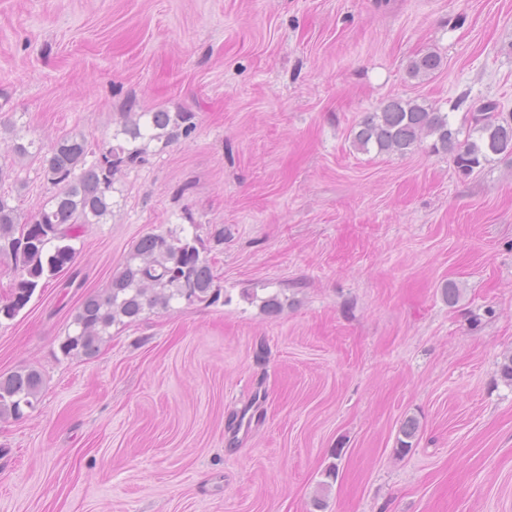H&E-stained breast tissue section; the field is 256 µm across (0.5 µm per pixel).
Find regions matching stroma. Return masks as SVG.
<instances>
[{
  "label": "stroma",
  "mask_w": 512,
  "mask_h": 512,
  "mask_svg": "<svg viewBox=\"0 0 512 512\" xmlns=\"http://www.w3.org/2000/svg\"><path fill=\"white\" fill-rule=\"evenodd\" d=\"M429 50L441 69L410 77ZM462 94L512 113V0H0V154L16 130L49 145L111 138L124 112L197 115L0 322V374L44 377L0 419V512H512V157L463 178L425 146L352 142L393 98L462 124ZM0 188L28 215L48 196L34 157ZM188 222L220 301L64 357L82 297ZM247 289L288 303L267 314Z\"/></svg>",
  "instance_id": "35a3bbf8"
}]
</instances>
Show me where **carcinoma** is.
I'll list each match as a JSON object with an SVG mask.
<instances>
[{
    "mask_svg": "<svg viewBox=\"0 0 512 512\" xmlns=\"http://www.w3.org/2000/svg\"><path fill=\"white\" fill-rule=\"evenodd\" d=\"M441 67L434 51L416 55L408 65L411 77H428ZM469 129L454 126L450 113L425 102L392 99L367 113L353 132L361 151L405 156L424 141L430 151L452 160L468 176L493 155L512 156V121L500 117L498 104L469 106ZM197 127L194 112L144 110L125 112L110 140L94 141L84 132L62 136L49 146L14 135L0 158V184L11 177L15 160L36 157L50 195L30 217L22 216L12 197L0 193V255L11 258L14 271L8 298L0 304V320H11L29 303L36 288L73 265V241L85 224H104L112 217L118 175L147 162L150 144L164 150L189 138ZM196 225L182 224L141 236L108 286L87 294L72 315L71 330L60 340L66 358L97 356L112 337L114 325H129L155 308L184 301L214 304L221 296L214 268L202 256L203 240ZM43 379L33 368L0 375V418L20 419L38 402ZM416 419L400 426L397 452H411L418 433Z\"/></svg>",
    "mask_w": 512,
    "mask_h": 512,
    "instance_id": "carcinoma-1",
    "label": "carcinoma"
}]
</instances>
